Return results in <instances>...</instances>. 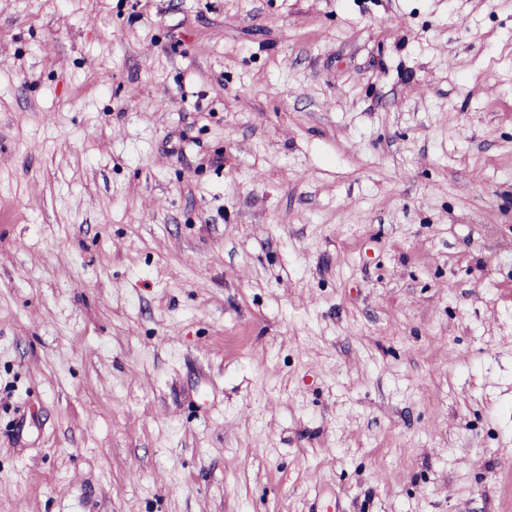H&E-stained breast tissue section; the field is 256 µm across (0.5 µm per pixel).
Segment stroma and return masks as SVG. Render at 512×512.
<instances>
[{"mask_svg":"<svg viewBox=\"0 0 512 512\" xmlns=\"http://www.w3.org/2000/svg\"><path fill=\"white\" fill-rule=\"evenodd\" d=\"M319 493L512 512V0H0V512Z\"/></svg>","mask_w":512,"mask_h":512,"instance_id":"obj_1","label":"stroma"}]
</instances>
